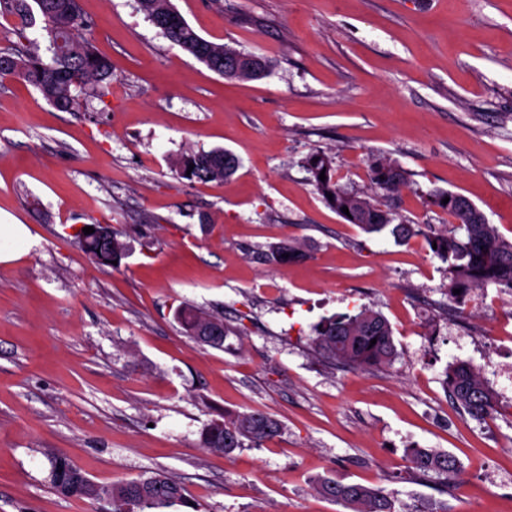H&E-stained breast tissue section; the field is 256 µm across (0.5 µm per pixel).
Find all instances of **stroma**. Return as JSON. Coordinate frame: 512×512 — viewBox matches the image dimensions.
Masks as SVG:
<instances>
[{
	"label": "stroma",
	"mask_w": 512,
	"mask_h": 512,
	"mask_svg": "<svg viewBox=\"0 0 512 512\" xmlns=\"http://www.w3.org/2000/svg\"><path fill=\"white\" fill-rule=\"evenodd\" d=\"M204 38L272 58L231 81L171 43L139 0H79L112 60L104 96L61 112L21 80L0 86V224L30 233L0 262V512H98L50 487L49 454L109 485L163 469L199 512H345L321 476L385 488L406 512H512V340L448 297L447 265L347 223L302 161L336 154L340 185L370 194L372 157L409 175L389 205L443 228L439 191L468 197L512 240V0H172ZM222 148L232 178L200 183L174 160ZM110 224L128 250L92 262L75 228ZM292 237L285 267L254 251ZM234 327L199 345L181 303ZM368 307L397 354L358 371L315 357L322 318ZM480 368L495 416L443 385ZM260 409L279 437L224 456L200 446L225 413ZM412 448L448 452L459 484L416 478Z\"/></svg>",
	"instance_id": "stroma-1"
}]
</instances>
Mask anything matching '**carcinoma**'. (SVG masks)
Here are the masks:
<instances>
[{"mask_svg": "<svg viewBox=\"0 0 512 512\" xmlns=\"http://www.w3.org/2000/svg\"><path fill=\"white\" fill-rule=\"evenodd\" d=\"M150 21L170 41L188 55L226 79L258 80L270 68L271 60L237 51L241 60L224 71V55L234 48L207 40L192 28L175 8L172 0H140ZM19 19V41L10 47L11 66L0 72V84L8 79L22 80L38 90L49 104L64 112L80 109L79 94L98 93L103 83L112 78V65L100 56L91 42L80 35L87 27L77 0H0V13ZM39 26L41 40H30L25 29ZM194 168H189V165ZM335 154L316 150L306 159L310 182L315 190L350 224L366 233H379L397 219L390 208L371 196H360L344 189L336 179ZM179 173L189 180L226 181L239 167L238 158L223 149L210 152L188 150L174 162ZM326 179L320 180V173ZM371 187L385 196L400 194L408 185L407 173L388 156H376L369 164ZM449 198L448 203L442 199ZM433 204L448 213L454 222L431 237L437 244L434 253L448 264V297L458 298L475 289L494 286L512 293V241L503 238L497 228L485 219L480 209L459 193L439 192ZM348 207L344 213L342 207ZM95 232L85 234L81 247L88 257L103 265L121 261L126 245L114 227L93 225ZM304 256L300 241L285 238L272 243L259 253L258 259L270 265H285ZM178 318L186 333L196 342L212 348H224L225 338L233 329L220 315L183 307ZM312 350L320 358L351 368L368 369L386 365L396 353L393 331L379 312L362 308L358 313L340 314L324 320L315 329ZM376 344H370L371 340ZM444 386L457 408L470 416L484 417L497 410L494 392L481 376L480 369L457 362L445 372ZM282 423L263 410L238 412L215 420L201 431V447L208 451L231 454L238 448H260L280 434ZM409 468L420 476L439 472L449 483L456 482L458 466L448 453L433 448H413L408 453ZM51 484L55 492L66 498L98 501L110 498L111 512H173L177 506L189 504L183 486L165 471L119 482L110 486L94 483L67 457H51ZM314 490L349 512H395V500L383 488L359 483H343L321 477Z\"/></svg>", "mask_w": 512, "mask_h": 512, "instance_id": "1", "label": "carcinoma"}]
</instances>
